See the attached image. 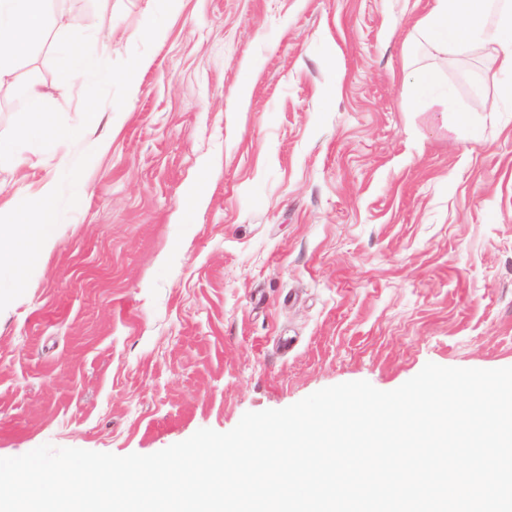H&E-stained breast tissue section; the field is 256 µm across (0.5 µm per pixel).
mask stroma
<instances>
[{"mask_svg": "<svg viewBox=\"0 0 512 512\" xmlns=\"http://www.w3.org/2000/svg\"><path fill=\"white\" fill-rule=\"evenodd\" d=\"M431 5L49 0L69 27L13 88L39 85L68 139L37 149L69 167L53 247L0 269V458L150 455L345 382L512 367V75L415 36ZM76 39L101 47L79 95ZM421 68L454 111L405 94Z\"/></svg>", "mask_w": 512, "mask_h": 512, "instance_id": "obj_1", "label": "stroma"}]
</instances>
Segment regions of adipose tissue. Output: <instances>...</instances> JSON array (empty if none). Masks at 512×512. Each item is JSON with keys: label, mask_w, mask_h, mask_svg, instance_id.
<instances>
[{"label": "adipose tissue", "mask_w": 512, "mask_h": 512, "mask_svg": "<svg viewBox=\"0 0 512 512\" xmlns=\"http://www.w3.org/2000/svg\"><path fill=\"white\" fill-rule=\"evenodd\" d=\"M46 0H0V84L8 82L47 25L67 29L64 15L48 17ZM425 40L465 54L474 47L490 50L502 70L512 73V0H433L415 24ZM55 180H44L34 194L18 187L15 200L0 211V267L24 275L30 244L51 248L57 237L53 200Z\"/></svg>", "instance_id": "adipose-tissue-1"}]
</instances>
